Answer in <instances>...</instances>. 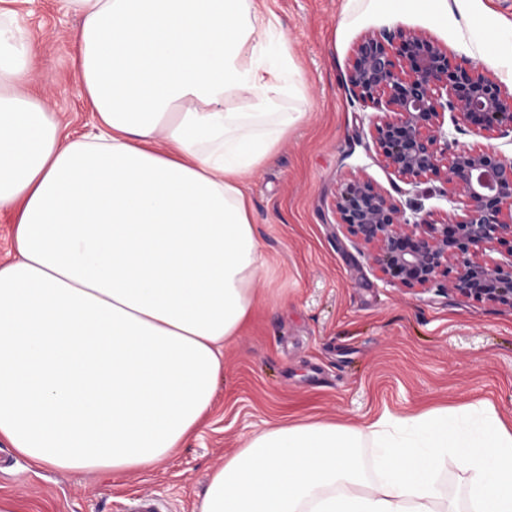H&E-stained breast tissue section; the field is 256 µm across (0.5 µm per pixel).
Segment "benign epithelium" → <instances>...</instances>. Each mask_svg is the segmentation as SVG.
Wrapping results in <instances>:
<instances>
[{
	"label": "benign epithelium",
	"mask_w": 512,
	"mask_h": 512,
	"mask_svg": "<svg viewBox=\"0 0 512 512\" xmlns=\"http://www.w3.org/2000/svg\"><path fill=\"white\" fill-rule=\"evenodd\" d=\"M347 81L359 101L380 111L370 135L386 167L415 183L441 179L463 204L458 217L411 218L391 193L355 176L336 198L347 234L384 277L405 288L512 309V158L460 147L444 129L448 111L455 126L476 134L512 129V95L474 66L451 65L432 39L400 27L360 39Z\"/></svg>",
	"instance_id": "benign-epithelium-1"
}]
</instances>
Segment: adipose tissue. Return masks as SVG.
Segmentation results:
<instances>
[{"mask_svg": "<svg viewBox=\"0 0 512 512\" xmlns=\"http://www.w3.org/2000/svg\"><path fill=\"white\" fill-rule=\"evenodd\" d=\"M97 139L28 89L0 11V437L36 467L135 471L213 405L264 261L246 178L301 118V73L255 0H64ZM376 447L375 478L354 453ZM512 512V425L487 403L361 428L274 423L225 456L198 512ZM439 486L446 493L457 494L463 498L466 494L465 475L453 464L442 465L436 474Z\"/></svg>", "mask_w": 512, "mask_h": 512, "instance_id": "1", "label": "adipose tissue"}]
</instances>
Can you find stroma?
I'll use <instances>...</instances> for the list:
<instances>
[{
  "label": "stroma",
  "mask_w": 512,
  "mask_h": 512,
  "mask_svg": "<svg viewBox=\"0 0 512 512\" xmlns=\"http://www.w3.org/2000/svg\"><path fill=\"white\" fill-rule=\"evenodd\" d=\"M256 5L285 35L301 71L302 117L247 182L265 268L253 316L224 349L212 408L170 458L131 472L36 468L1 439L10 465L0 469V500L12 501L15 512H123L138 494L158 498L168 512H197L225 456L278 421L360 427L386 412L415 416L486 401L512 422V310L381 278L336 211L344 182L361 174L406 212L459 213L443 181L402 180L376 155L375 110L353 96L347 71L364 35L401 27L512 94V76L476 35L484 22L512 29V0H448L443 20L411 7L392 16L366 0ZM0 9L14 12L38 41L31 90L48 87L72 134H88L91 107L73 65L78 17L60 0H0Z\"/></svg>",
  "instance_id": "stroma-1"
}]
</instances>
